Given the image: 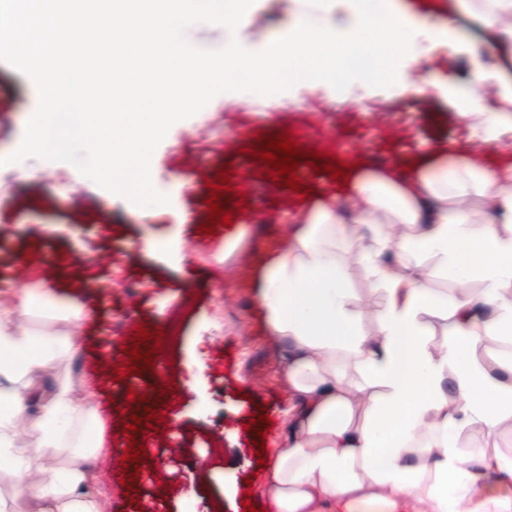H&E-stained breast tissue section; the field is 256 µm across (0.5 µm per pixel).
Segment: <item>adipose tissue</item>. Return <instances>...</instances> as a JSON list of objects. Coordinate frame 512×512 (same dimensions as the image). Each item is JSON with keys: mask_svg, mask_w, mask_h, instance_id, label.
<instances>
[{"mask_svg": "<svg viewBox=\"0 0 512 512\" xmlns=\"http://www.w3.org/2000/svg\"><path fill=\"white\" fill-rule=\"evenodd\" d=\"M307 24L299 43L315 79L327 72V44L352 52L354 39L333 34L331 17L301 0ZM512 54V0H453ZM384 49L405 21L385 4L380 16L347 14ZM465 119L485 137L512 112V91L486 99L489 63L469 59ZM350 208L322 201L298 216L289 245L270 253L256 276L259 316L282 346V377L299 403L286 444L277 449L265 488L269 512H512V450L499 446L462 455L466 431L493 439L512 428V358L490 353L512 343V165L494 170L452 153L404 177L374 170L351 185ZM344 251H337V244ZM418 254L457 282L439 297ZM353 260L373 305L374 327L361 324L344 263ZM481 291H473L472 280ZM28 314L57 313L61 326L28 331L0 320V472L20 477L19 494L37 512H103L90 490V457L101 447L104 421L81 408L58 368L77 345L68 324L76 303L34 282L14 295ZM449 341L439 345L435 321ZM55 383L33 393L35 378ZM28 425L37 445L19 444ZM67 452L63 465L25 482L39 454Z\"/></svg>", "mask_w": 512, "mask_h": 512, "instance_id": "adipose-tissue-1", "label": "adipose tissue"}]
</instances>
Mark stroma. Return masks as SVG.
I'll return each instance as SVG.
<instances>
[{
  "instance_id": "1",
  "label": "stroma",
  "mask_w": 512,
  "mask_h": 512,
  "mask_svg": "<svg viewBox=\"0 0 512 512\" xmlns=\"http://www.w3.org/2000/svg\"><path fill=\"white\" fill-rule=\"evenodd\" d=\"M445 0H400L409 14L434 11L449 48L432 51L436 88L419 98L405 89L415 45L388 66L385 80L345 72L316 87L304 84L253 104L238 92L215 96L196 115L175 123L151 160L154 187L170 202L142 208L111 194L75 166L37 159L11 162L39 103L34 82L0 60V299L36 275L62 296L80 301L83 318L71 324L79 350L63 363L85 408L105 423L103 453L93 461V488L104 512H191L190 496L208 512H244L252 499L264 507L266 464L288 435L296 402L282 383L280 349L257 315L255 273L265 256L286 246L295 208H309L342 184L299 162L296 174L309 196L268 179L247 149L257 137L289 132L301 148L326 152L360 169H409L435 161L440 147H461L462 158L489 164L512 161V132L483 142L462 113L474 48L496 52L485 32L463 17L449 18ZM296 0H254L245 48L258 51L295 28ZM228 170L233 193H244L231 226L201 232L208 221L207 181ZM298 207H290V200ZM110 208H103V201ZM158 242L139 247L145 233ZM163 331L167 343L155 365L137 361L127 379L113 378V360L138 327ZM166 389L159 429L142 440L147 456L123 468L127 448L121 408L139 414L128 391ZM268 414L270 423L259 422ZM253 430H246L249 420ZM265 432V454L254 441ZM182 447L172 456V447ZM136 492L126 496L123 476Z\"/></svg>"
}]
</instances>
